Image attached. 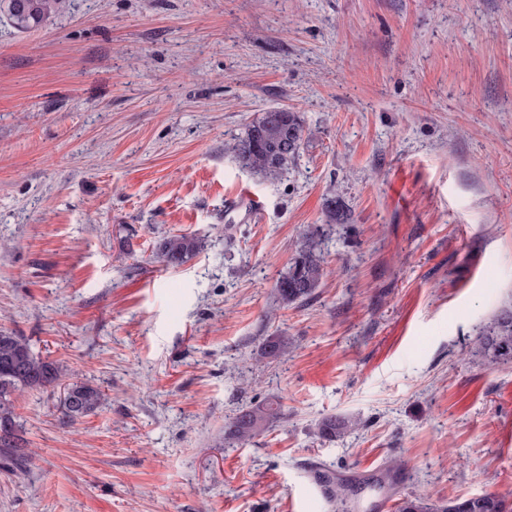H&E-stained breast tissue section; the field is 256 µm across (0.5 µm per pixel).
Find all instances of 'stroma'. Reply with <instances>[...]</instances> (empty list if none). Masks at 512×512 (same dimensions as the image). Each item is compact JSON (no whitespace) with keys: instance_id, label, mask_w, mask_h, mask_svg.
<instances>
[{"instance_id":"stroma-1","label":"stroma","mask_w":512,"mask_h":512,"mask_svg":"<svg viewBox=\"0 0 512 512\" xmlns=\"http://www.w3.org/2000/svg\"><path fill=\"white\" fill-rule=\"evenodd\" d=\"M276 108L304 143L270 180L227 145ZM313 224L329 275L277 307ZM175 234L202 249L167 267ZM509 300L512 0H68L23 33L0 13V330L104 394L72 423L62 387L18 395L30 458H0V512H331L309 466L395 459L388 512L512 505V367L470 354ZM268 399L284 419L222 447ZM331 415L360 426L320 437ZM507 508V503L501 496L486 492L482 495L450 501L442 512H511V509L507 510Z\"/></svg>"}]
</instances>
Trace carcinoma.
<instances>
[{"instance_id":"cac0c4a2","label":"carcinoma","mask_w":512,"mask_h":512,"mask_svg":"<svg viewBox=\"0 0 512 512\" xmlns=\"http://www.w3.org/2000/svg\"><path fill=\"white\" fill-rule=\"evenodd\" d=\"M67 0H0V12H6L20 32L44 25L53 15L65 10ZM303 142V122L296 112L277 108L261 113L245 134L233 142L238 164L265 177H277L299 155ZM329 222L347 224L349 212L334 199L327 202ZM320 229L303 233L295 244L288 272L276 283L279 305L287 307L309 299L326 277L324 261L318 249ZM202 242L195 236L176 234L164 238L158 258L167 267H177L196 255ZM472 356L491 365H512V304L502 306L481 328L472 341ZM65 376L56 363L33 354L28 342L12 332L0 331V456L17 467L27 464V440L15 413L17 395L60 383ZM62 417L68 422L97 410L103 398L101 390L87 381H72L63 386ZM282 417L281 404L267 401L239 411L224 423V443L247 444ZM357 426L347 417L329 416L318 423V434L332 439ZM347 486L332 484L328 500L332 512L346 507ZM442 512H507L506 501L496 493L448 502Z\"/></svg>"}]
</instances>
